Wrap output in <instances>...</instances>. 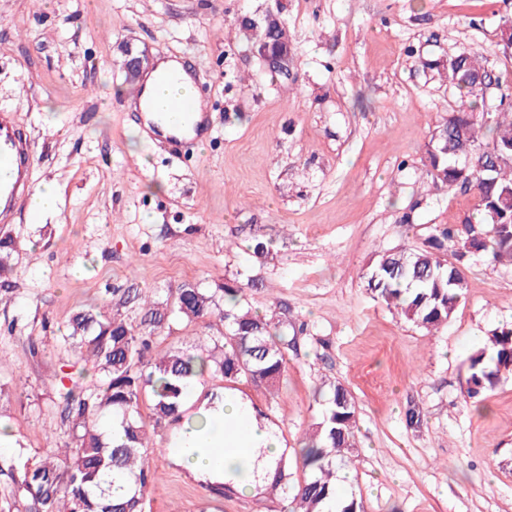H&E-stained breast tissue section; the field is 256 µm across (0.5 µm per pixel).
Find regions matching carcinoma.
<instances>
[{"instance_id": "cac0c4a2", "label": "carcinoma", "mask_w": 512, "mask_h": 512, "mask_svg": "<svg viewBox=\"0 0 512 512\" xmlns=\"http://www.w3.org/2000/svg\"><path fill=\"white\" fill-rule=\"evenodd\" d=\"M486 72L479 56L458 54L447 68L448 84L460 99L433 135L425 174L450 188L471 192L474 212L454 225H437L430 248H400L377 255L368 274L373 296L406 322L427 330L448 322L464 297L465 264L475 252L495 262L512 263V161L487 169L494 159L512 152V118L496 112L490 121L474 117L486 90L475 76ZM219 304L215 293L186 284L172 299H139V321L132 324L116 314L79 310L65 326L63 339L79 360L92 363L97 379L86 389L62 395L60 419L67 440L47 443L35 462H20L3 474L11 481L20 512H146V490L155 480L147 424L180 425L186 434L206 432L210 420L185 408V389L194 379L224 382L242 378L276 387L285 373V353L296 345L301 324L292 329L279 312L259 314L248 305L243 284H224ZM219 316L224 331L207 345L150 354L152 341L171 322L189 323ZM465 397L491 389L498 375L512 370V328L495 332L470 363ZM322 411L301 448L306 472L296 486L283 485L281 512H363L357 499L341 500L336 510V467L345 465L352 447L356 402L341 383L318 388ZM149 413H143V404ZM112 418L122 428L114 441L100 422Z\"/></svg>"}]
</instances>
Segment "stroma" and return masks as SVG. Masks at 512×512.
I'll return each instance as SVG.
<instances>
[{"mask_svg": "<svg viewBox=\"0 0 512 512\" xmlns=\"http://www.w3.org/2000/svg\"><path fill=\"white\" fill-rule=\"evenodd\" d=\"M280 10L297 62L282 84L241 22ZM512 0H0V110L34 145L32 183H55L60 213L11 229L10 298L0 300V418L12 443L0 466L41 455L66 428L63 373L82 372L64 344L70 315L95 305L136 317L135 294L182 284L252 282L253 310L308 322L271 389H233L276 425L290 481L321 382L357 405L347 495L364 512H512V373L464 400L470 359L512 327V264L470 259L468 288L447 324L426 331L367 291L378 253L423 246L455 224L473 194L424 172L431 137L459 98L442 63L479 54L512 94L499 52ZM191 57L214 133L175 156L141 136L126 109L125 45ZM266 249L254 253L255 238ZM218 317L177 321L154 352L206 343ZM419 407L420 427L405 413ZM152 436L158 474L147 512H275L278 498L205 492Z\"/></svg>", "mask_w": 512, "mask_h": 512, "instance_id": "35a3bbf8", "label": "stroma"}]
</instances>
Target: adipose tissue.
<instances>
[{"label":"adipose tissue","mask_w":512,"mask_h":512,"mask_svg":"<svg viewBox=\"0 0 512 512\" xmlns=\"http://www.w3.org/2000/svg\"><path fill=\"white\" fill-rule=\"evenodd\" d=\"M145 85L149 95L165 102L197 90L194 79L172 59L157 61ZM206 415L214 425L203 448L188 451L183 436H176L169 446L173 462L195 479L221 482L250 494L268 486L284 450L278 429L260 419L250 402L233 391L225 392L222 402L207 409Z\"/></svg>","instance_id":"1"}]
</instances>
